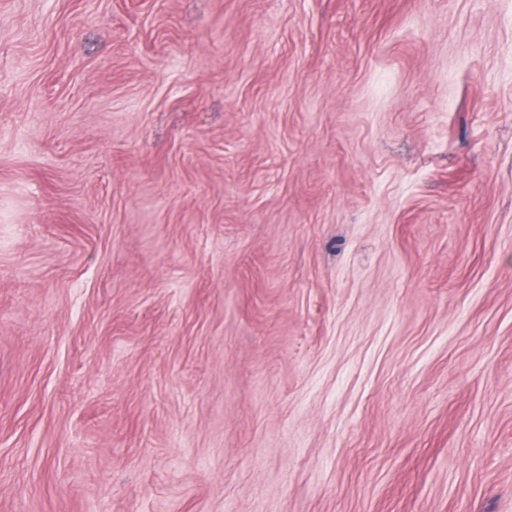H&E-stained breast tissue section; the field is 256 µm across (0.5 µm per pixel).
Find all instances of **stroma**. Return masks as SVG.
Returning <instances> with one entry per match:
<instances>
[{
	"label": "stroma",
	"instance_id": "1",
	"mask_svg": "<svg viewBox=\"0 0 512 512\" xmlns=\"http://www.w3.org/2000/svg\"><path fill=\"white\" fill-rule=\"evenodd\" d=\"M0 512H512V0H0Z\"/></svg>",
	"mask_w": 512,
	"mask_h": 512
}]
</instances>
